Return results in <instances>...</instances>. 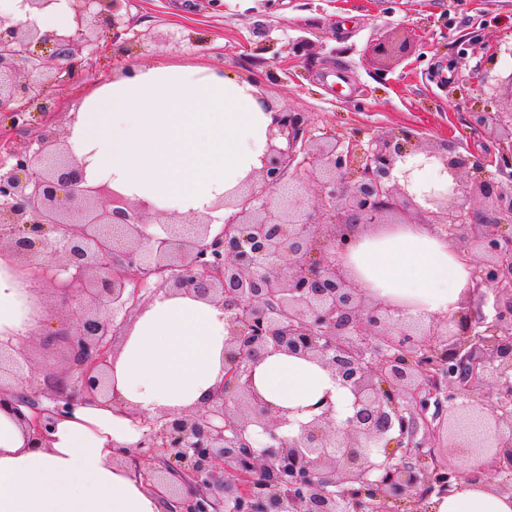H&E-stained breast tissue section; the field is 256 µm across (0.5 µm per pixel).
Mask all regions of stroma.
<instances>
[{"mask_svg": "<svg viewBox=\"0 0 512 512\" xmlns=\"http://www.w3.org/2000/svg\"><path fill=\"white\" fill-rule=\"evenodd\" d=\"M120 38L96 25L76 60L74 80L40 82L60 134L92 89L128 65L163 60L204 64L256 79L279 110L304 113L313 136L333 131L369 144L407 131L418 148L454 145L477 160L468 178H498L511 146L477 112H512V97L484 77L512 72V0H122ZM400 36L407 46L382 56L373 47ZM34 383L67 366L62 342L30 335Z\"/></svg>", "mask_w": 512, "mask_h": 512, "instance_id": "1", "label": "stroma"}]
</instances>
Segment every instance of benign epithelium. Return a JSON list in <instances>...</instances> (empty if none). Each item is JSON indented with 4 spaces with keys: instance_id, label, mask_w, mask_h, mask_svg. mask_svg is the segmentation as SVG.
Masks as SVG:
<instances>
[{
    "instance_id": "obj_1",
    "label": "benign epithelium",
    "mask_w": 512,
    "mask_h": 512,
    "mask_svg": "<svg viewBox=\"0 0 512 512\" xmlns=\"http://www.w3.org/2000/svg\"><path fill=\"white\" fill-rule=\"evenodd\" d=\"M71 12L61 34H43L28 19L0 28V110L13 125L37 111L50 118L42 86L20 79L50 60L36 45H52L55 78L69 81V61L90 45L95 23L125 26L120 0H21L28 13L60 2ZM263 167L219 206L233 209L220 230L200 214L182 222L169 213L164 234H149V206L133 205L106 185H90L84 163L45 122L37 149L0 161V259L54 288L62 303L82 301L67 337L69 367L45 388L27 384L24 350L0 343L3 381L21 388L28 409L19 421L33 440L77 397L97 396L151 431L121 452L144 481L174 498L175 512H393L390 505L447 495L461 479L486 471L512 494V158L491 178L463 179L471 159L451 147L412 146L405 131L364 148L325 137L311 147L300 112H278ZM421 153L452 178L425 204L392 175L399 160ZM303 155V178L287 180ZM316 187L315 203L306 189ZM479 197L468 208L462 198ZM432 217L433 233L458 257L472 251L477 289L493 296V315L470 302L453 316L420 323L406 308L378 299L341 256L355 228L409 224L410 212ZM156 279V291H178L224 307V381L199 408L147 419L131 412L109 384L113 342ZM284 352L318 363L352 396L341 415L331 394L308 407L307 422L285 436L287 410L253 384L266 355ZM486 389L476 407L457 398Z\"/></svg>"
}]
</instances>
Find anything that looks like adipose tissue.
I'll use <instances>...</instances> for the list:
<instances>
[{
	"label": "adipose tissue",
	"mask_w": 512,
	"mask_h": 512,
	"mask_svg": "<svg viewBox=\"0 0 512 512\" xmlns=\"http://www.w3.org/2000/svg\"><path fill=\"white\" fill-rule=\"evenodd\" d=\"M274 110L237 73L203 65L133 66L88 93L68 142L88 182L109 183L133 200L181 214H209L261 168ZM396 177L413 192L452 183L438 165L409 155ZM348 265L378 298L408 306L419 320L453 315L472 286V268L417 224L359 235ZM25 275L0 261V342L19 343L37 326ZM227 336L221 306L163 292L135 317L112 361L115 388L135 412L152 417L201 405L224 377ZM264 398L307 421L310 405L331 393L349 413L352 397L319 364L272 353L254 369ZM143 437L140 423L104 399L78 402L39 446L11 406L0 407V512H164L162 494L117 463ZM429 512H512V495L487 482L462 481L433 497Z\"/></svg>",
	"instance_id": "ef3b65f1"
}]
</instances>
